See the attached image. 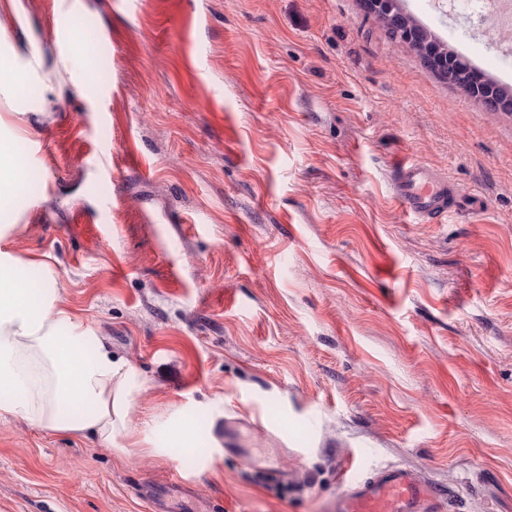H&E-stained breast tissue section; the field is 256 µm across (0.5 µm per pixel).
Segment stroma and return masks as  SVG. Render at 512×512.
<instances>
[{
	"label": "stroma",
	"mask_w": 512,
	"mask_h": 512,
	"mask_svg": "<svg viewBox=\"0 0 512 512\" xmlns=\"http://www.w3.org/2000/svg\"><path fill=\"white\" fill-rule=\"evenodd\" d=\"M402 7L512 85L475 18ZM0 129L33 183L0 210L12 248L49 255L144 379L123 457L0 418V512H330L353 454L440 484L445 512H512V115L360 0H0ZM402 159L481 207L418 222ZM260 414L295 472L276 492L151 432Z\"/></svg>",
	"instance_id": "obj_1"
}]
</instances>
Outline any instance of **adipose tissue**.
<instances>
[{
	"mask_svg": "<svg viewBox=\"0 0 512 512\" xmlns=\"http://www.w3.org/2000/svg\"><path fill=\"white\" fill-rule=\"evenodd\" d=\"M0 225V417L44 431L138 447L128 413L143 388L138 371L114 358L85 318L63 303L48 258L10 247Z\"/></svg>",
	"mask_w": 512,
	"mask_h": 512,
	"instance_id": "ef3b65f1",
	"label": "adipose tissue"
}]
</instances>
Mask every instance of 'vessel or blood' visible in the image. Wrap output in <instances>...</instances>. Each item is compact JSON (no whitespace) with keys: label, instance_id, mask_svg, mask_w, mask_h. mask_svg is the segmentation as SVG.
<instances>
[{"label":"vessel or blood","instance_id":"b4317fda","mask_svg":"<svg viewBox=\"0 0 512 512\" xmlns=\"http://www.w3.org/2000/svg\"><path fill=\"white\" fill-rule=\"evenodd\" d=\"M393 199L424 224H443L455 215L461 196L441 170L426 164L401 160L390 176ZM244 467L268 486L284 485L291 476L279 467H258L244 457ZM339 478L345 486L336 500L335 512H442L445 489L406 468L391 465L356 475L352 463H345Z\"/></svg>","mask_w":512,"mask_h":512}]
</instances>
